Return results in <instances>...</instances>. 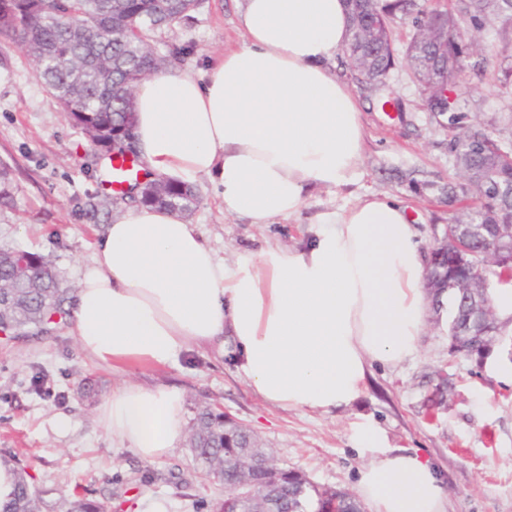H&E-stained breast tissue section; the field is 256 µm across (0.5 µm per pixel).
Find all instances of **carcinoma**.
I'll return each mask as SVG.
<instances>
[{"label":"carcinoma","instance_id":"carcinoma-1","mask_svg":"<svg viewBox=\"0 0 512 512\" xmlns=\"http://www.w3.org/2000/svg\"><path fill=\"white\" fill-rule=\"evenodd\" d=\"M201 0H0V37L22 45L32 57L36 74L61 105L68 118L82 127L96 148L122 149L134 138L133 105L137 85L145 77L162 72L179 57L182 49L173 47L161 55L154 46L156 34L175 20L189 16ZM353 18L345 47L357 65L383 77L394 63L395 49L391 28H380L381 37L371 39L366 30L379 22L400 17L414 29L405 57L422 81L430 79L439 57V46L424 38L423 19L434 11L414 0H376L371 8L346 0ZM512 11V0H451V7L440 13L442 24L453 39L448 41V66L439 77L452 87L464 69L472 46V36L483 31L491 15ZM453 131L448 153L462 180L472 179L478 187L479 205L468 208L463 221L450 218V235L475 252L491 238L494 224H512V141L491 139L473 147L477 125L455 106L445 116ZM127 198L141 205L159 206L188 212L197 203L193 186L168 178L144 185L131 184ZM33 264L43 277L13 289V304L0 311V330L17 335H43L55 330L69 315L66 305L70 292L51 256L33 252ZM489 282L500 288L512 286V270L490 266ZM482 294L472 298L459 294L448 301V327L475 318ZM188 444L195 460L208 474L224 473L226 494L224 512H255L268 497L267 478L260 469L250 470L243 455L261 448L256 437L237 423L224 425L222 411L206 406L193 418ZM4 462L19 474L16 491L0 502V512H42L41 498L27 480L21 461L13 456ZM250 478L253 494L240 500L232 486L240 475ZM311 491L304 476L287 471L278 487L282 512H364L359 499L344 490Z\"/></svg>","mask_w":512,"mask_h":512}]
</instances>
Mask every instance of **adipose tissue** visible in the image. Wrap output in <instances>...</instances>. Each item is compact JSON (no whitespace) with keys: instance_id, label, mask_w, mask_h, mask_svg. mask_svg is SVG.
Wrapping results in <instances>:
<instances>
[{"instance_id":"obj_1","label":"adipose tissue","mask_w":512,"mask_h":512,"mask_svg":"<svg viewBox=\"0 0 512 512\" xmlns=\"http://www.w3.org/2000/svg\"><path fill=\"white\" fill-rule=\"evenodd\" d=\"M244 41L203 75L160 72L134 99L151 175L213 186L224 214L297 217L314 190L354 183L366 140L360 101L329 63L345 0H239ZM425 258L406 206L367 193L316 216L301 245L227 262L175 211L125 207L95 243L68 333L92 361L128 374L191 348L232 353L266 404L328 414L364 391L368 369L412 355L428 324ZM113 443L153 461L185 426L180 390L124 386L100 408ZM357 492L373 512H448L430 460L391 449L373 426Z\"/></svg>"}]
</instances>
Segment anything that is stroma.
Masks as SVG:
<instances>
[{
	"label": "stroma",
	"mask_w": 512,
	"mask_h": 512,
	"mask_svg": "<svg viewBox=\"0 0 512 512\" xmlns=\"http://www.w3.org/2000/svg\"><path fill=\"white\" fill-rule=\"evenodd\" d=\"M457 83L458 102L474 123L494 137L512 139V30L492 21L473 37ZM236 0H202L192 20L173 23L157 47L182 48L176 70H206L214 56L242 45ZM363 105L368 130L361 175L333 192L317 191L303 213L352 204L368 192L407 205L422 251L434 244V225L453 212L444 186L454 181L448 153L452 133L428 111L422 84L397 63L385 86L361 87L345 52L332 61ZM398 106L387 105V98ZM101 149L69 120L37 78L27 51L0 38V169L12 185L9 207L0 208V249L20 246L51 255L70 288H77L94 243L118 214L113 191L99 175ZM412 174L413 183L398 173ZM199 200L188 215L218 256L235 261L269 241L294 243L293 220L251 224L224 216L207 180H195ZM50 378L49 394L35 391L36 373ZM448 382L442 405L437 388ZM166 385L183 395L186 419L204 406L221 407L246 425L280 466L300 472L320 490L355 491L370 454L356 448L355 429H380L390 447L436 463L449 492L448 512H512V383L491 373L483 360L448 350L446 323L429 318L416 352L395 366L369 369L363 394L330 414L281 410L263 403L236 374L231 358L201 349L182 352L170 366L126 376L96 365L66 328L44 336L0 335V451L29 464L42 512H67L74 492L106 512H211L224 498L222 481L209 476L186 443L149 462L117 447L97 409L125 383ZM70 418L67 434L57 418Z\"/></svg>",
	"instance_id": "stroma-1"
}]
</instances>
